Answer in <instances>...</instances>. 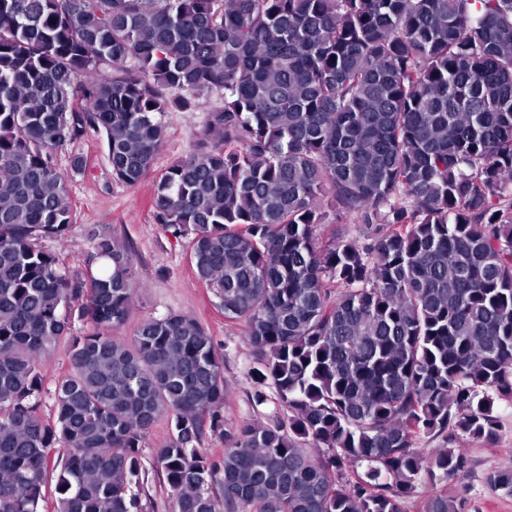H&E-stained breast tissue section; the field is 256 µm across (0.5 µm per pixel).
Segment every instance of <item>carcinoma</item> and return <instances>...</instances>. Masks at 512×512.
<instances>
[{
    "label": "carcinoma",
    "mask_w": 512,
    "mask_h": 512,
    "mask_svg": "<svg viewBox=\"0 0 512 512\" xmlns=\"http://www.w3.org/2000/svg\"><path fill=\"white\" fill-rule=\"evenodd\" d=\"M169 112L205 117L152 220L243 324L255 384L288 410L272 425L225 422L196 317L112 336L144 286L126 242L97 231L76 278L41 246L75 220L58 154L93 133L136 186ZM505 407L512 0H0V512H143L163 418L174 512H408L423 484L442 485L423 512H471L467 484L444 488L470 471L456 443L496 444ZM484 483L512 498V468ZM69 370L68 354L65 344H60L45 358L43 374L45 387L53 391L58 380L64 377Z\"/></svg>",
    "instance_id": "cac0c4a2"
}]
</instances>
